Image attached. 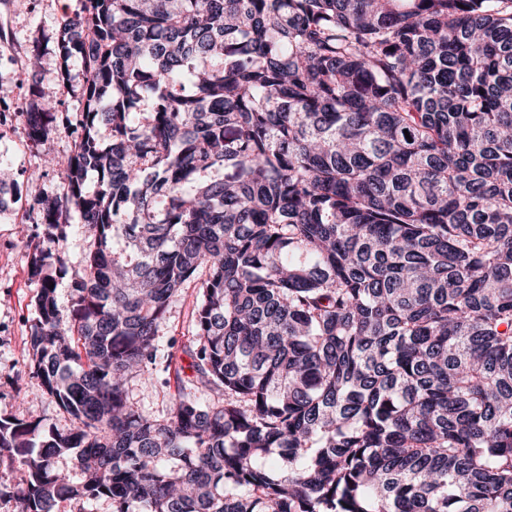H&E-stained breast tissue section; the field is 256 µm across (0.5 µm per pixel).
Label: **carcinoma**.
I'll return each mask as SVG.
<instances>
[{"label":"carcinoma","instance_id":"carcinoma-1","mask_svg":"<svg viewBox=\"0 0 512 512\" xmlns=\"http://www.w3.org/2000/svg\"><path fill=\"white\" fill-rule=\"evenodd\" d=\"M57 48L26 366L67 424L0 417L19 512H512V0H82ZM89 241L90 238L86 236L83 229L78 226L72 228V231L63 246L71 264L74 266H78L80 264V261L89 245ZM197 288L193 285L184 288L172 302L166 323L161 327L158 344L163 351H172L176 355V365L182 367L185 375L191 374V359L183 349L191 344L189 320L196 303ZM132 397L135 402L146 411L158 414L166 400V389L154 381L138 382L133 385Z\"/></svg>","mask_w":512,"mask_h":512}]
</instances>
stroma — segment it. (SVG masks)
I'll return each mask as SVG.
<instances>
[{
    "label": "stroma",
    "mask_w": 512,
    "mask_h": 512,
    "mask_svg": "<svg viewBox=\"0 0 512 512\" xmlns=\"http://www.w3.org/2000/svg\"><path fill=\"white\" fill-rule=\"evenodd\" d=\"M79 6V0H0V97L6 102L0 113V169L7 172L0 181V198L13 213L11 221H0V416L17 414V395L22 392L30 413L59 427L66 423L64 415L24 366L37 317V290L20 231L40 223L36 201L58 189L75 137L72 128L61 126L34 144L27 136L25 110L30 90L36 87L57 102L60 111L78 112V100L63 93L60 85L55 41L65 18ZM36 45L42 58L34 65L29 57ZM196 298V288H184L158 336L160 349L174 352L177 366L183 368L190 365L183 349L192 340L189 320Z\"/></svg>",
    "instance_id": "obj_1"
}]
</instances>
